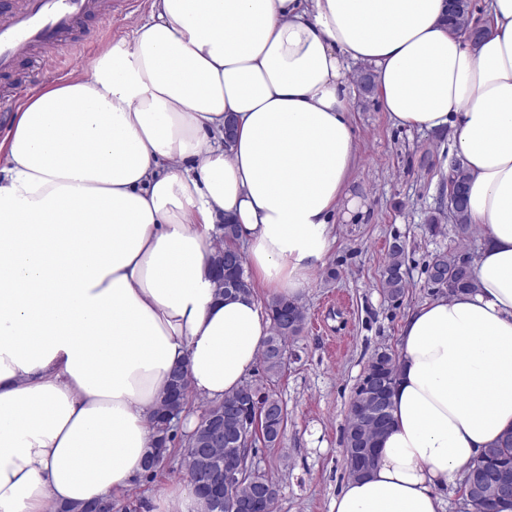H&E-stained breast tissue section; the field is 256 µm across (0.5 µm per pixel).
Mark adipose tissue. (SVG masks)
Listing matches in <instances>:
<instances>
[{
  "instance_id": "ef3b65f1",
  "label": "adipose tissue",
  "mask_w": 512,
  "mask_h": 512,
  "mask_svg": "<svg viewBox=\"0 0 512 512\" xmlns=\"http://www.w3.org/2000/svg\"><path fill=\"white\" fill-rule=\"evenodd\" d=\"M445 0H151L131 42L35 90L0 139V512H56L145 475L175 367L223 400L271 322L217 298L230 219L253 284L299 298L356 161L350 64L390 120L451 129L485 243L477 288L416 306L393 427L331 512H445L441 488L512 431V0L479 40ZM235 134L225 141L226 122Z\"/></svg>"
}]
</instances>
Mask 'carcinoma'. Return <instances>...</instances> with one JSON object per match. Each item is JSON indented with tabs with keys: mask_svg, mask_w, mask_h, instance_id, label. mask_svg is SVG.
<instances>
[{
	"mask_svg": "<svg viewBox=\"0 0 512 512\" xmlns=\"http://www.w3.org/2000/svg\"><path fill=\"white\" fill-rule=\"evenodd\" d=\"M469 4L449 3L446 25L452 32H459L468 22ZM448 214L452 219L457 236L464 240L470 236L473 227L468 223L465 197L448 199ZM216 238L219 248L216 255L233 256L232 262L224 264V281L234 282L240 291L249 290L245 277V258L236 250L237 226L234 224L216 225ZM465 254L458 250L443 251L435 255L429 266V277L440 288L448 289L452 294L459 291H472L477 288L473 272L462 275L458 272V263ZM405 245L393 242L387 252L383 271L382 288L391 298H397L405 292L407 282L404 277ZM272 321L270 336L266 339L260 352V362L268 378L283 370L288 342L297 336L306 321V312L299 301L277 298L266 305ZM367 373L379 381L382 390V405L378 408V417L366 414L371 403L369 392L357 388L350 404L347 420L346 447L367 448L369 452L357 460L346 459L348 475L351 478L367 474L376 463L378 443L392 425L391 392L396 384L397 359L386 351L377 352L370 361ZM186 371L179 368L172 373L166 394L163 396L153 416L155 444L159 448H168L174 443V435L169 433L167 425L178 416L184 402L183 395L188 391ZM224 400L239 403L236 416L224 417V430L232 431L242 426L244 420H251L249 430L269 446H276L287 423V415L273 394L258 383H246ZM498 471L509 474L512 478V432L503 436L493 448L491 454L482 455L479 460L466 469L464 481L482 488V493L473 497L464 496L469 512H497L500 503L509 497L498 493L496 485L487 480L484 473ZM241 493L253 499V508L248 512H275L279 497L278 485L265 473L257 476L247 475Z\"/></svg>",
	"mask_w": 512,
	"mask_h": 512,
	"instance_id": "obj_1",
	"label": "carcinoma"
}]
</instances>
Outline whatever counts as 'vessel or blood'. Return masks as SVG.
<instances>
[{
  "label": "vessel or blood",
  "mask_w": 512,
  "mask_h": 512,
  "mask_svg": "<svg viewBox=\"0 0 512 512\" xmlns=\"http://www.w3.org/2000/svg\"><path fill=\"white\" fill-rule=\"evenodd\" d=\"M98 9L97 0H24L22 7L0 13V72L11 70L23 54L43 62L61 54L82 18Z\"/></svg>",
  "instance_id": "b4317fda"
}]
</instances>
